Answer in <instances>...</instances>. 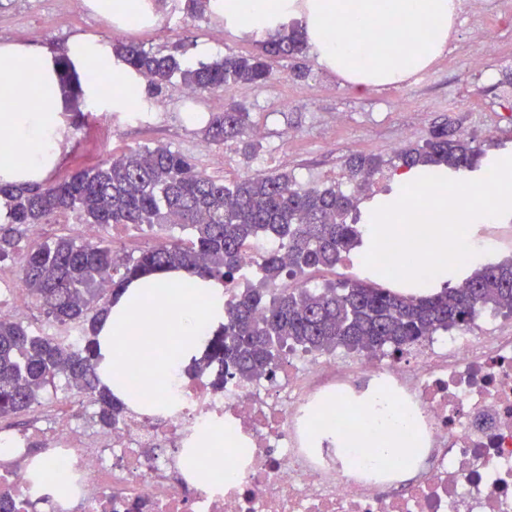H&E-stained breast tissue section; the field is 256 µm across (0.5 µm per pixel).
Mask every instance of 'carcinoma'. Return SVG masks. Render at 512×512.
Masks as SVG:
<instances>
[{
	"label": "carcinoma",
	"mask_w": 512,
	"mask_h": 512,
	"mask_svg": "<svg viewBox=\"0 0 512 512\" xmlns=\"http://www.w3.org/2000/svg\"><path fill=\"white\" fill-rule=\"evenodd\" d=\"M308 46L301 25L291 22L257 41L250 55H226L190 67L132 42L112 51L154 89L179 79L192 93L231 84L261 85L281 59H297L294 75L304 74ZM63 90L78 97L82 87L71 61L63 57ZM250 113L235 104L214 116L207 140L221 145L245 140ZM483 151L437 126L429 139L397 156L401 166L445 167L448 177L480 168ZM381 161L355 155L347 159L350 181L361 187ZM7 222L0 224V262H14V274L52 324L77 326L83 338L71 346L55 336L33 334L13 318L0 317V417L27 411L42 390L58 377L75 382L77 392L94 406L93 421L103 431L117 427L126 406L100 384L99 325L108 307L134 279L161 269H183L229 287L241 271V256L251 242L278 239L285 254L270 252L258 263L260 287L250 286L224 305V327L207 340L203 359L191 372L208 371L215 388L228 380L273 375L288 353L344 348L401 353L431 336L469 327L484 310L512 314V259L488 262L434 292L394 291L379 284L341 281L321 289L306 285L271 290L282 277L334 268L362 243L356 195L340 188L303 189L287 173L255 174L230 186L198 167L195 159L164 146L132 149L119 157L79 169L68 178L45 184H0ZM75 213L85 224L107 229L116 224H165L187 228L190 246L161 242L138 257L121 254L101 236L49 237L24 252L18 245L35 235L51 217Z\"/></svg>",
	"instance_id": "cac0c4a2"
}]
</instances>
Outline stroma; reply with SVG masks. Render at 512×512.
<instances>
[{
	"label": "stroma",
	"instance_id": "35a3bbf8",
	"mask_svg": "<svg viewBox=\"0 0 512 512\" xmlns=\"http://www.w3.org/2000/svg\"><path fill=\"white\" fill-rule=\"evenodd\" d=\"M49 17L54 24L47 28L43 22ZM489 31L495 34L490 41L484 38ZM76 33L108 45L133 41L153 51L178 50L191 64L257 50L253 36L225 30L215 14L187 16L182 0H162L154 23L125 32L116 31L110 20L90 8L73 11L69 0H0V43L50 44L62 51ZM305 64L300 78L284 60L263 85H235L227 93L190 98L175 83L150 96L146 109L90 114L84 127H70L69 147L50 176L61 179L131 149L164 145L194 157L206 174L228 185L248 175L285 172L302 188L325 189L346 183L350 155H373L382 166L376 186L357 195V208L364 211L371 196H382L391 187L398 173L397 155L423 144L438 124H451L459 138L474 141L486 154L512 153V86L499 82L502 72L512 68V0H482L477 9L463 0L447 51L428 69L391 86L356 87L324 70L312 54ZM231 103L243 106L258 130L253 155H244L239 142L213 145L205 137L212 115ZM107 234L117 250L133 256L162 238L182 243L190 239L179 228L161 234L131 225L108 229ZM13 276V264L1 262L0 298L24 308L22 321L33 332L52 333L29 294L9 292L7 282ZM74 395L65 382H57L8 425L18 430L35 423L52 427L56 404Z\"/></svg>",
	"mask_w": 512,
	"mask_h": 512
}]
</instances>
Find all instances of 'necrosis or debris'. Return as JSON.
<instances>
[{
  "label": "necrosis or debris",
  "instance_id": "4bbe7bcc",
  "mask_svg": "<svg viewBox=\"0 0 512 512\" xmlns=\"http://www.w3.org/2000/svg\"><path fill=\"white\" fill-rule=\"evenodd\" d=\"M173 410H127L101 437L58 412L49 434L0 429V496L17 512H512V323L436 336L404 354L299 352L282 378L172 376ZM405 412L423 450L405 471L373 472L336 455V438L378 397ZM221 427L248 453L225 479L219 448L192 439ZM41 451L31 454L32 439ZM60 468L67 497L39 473Z\"/></svg>",
  "mask_w": 512,
  "mask_h": 512
}]
</instances>
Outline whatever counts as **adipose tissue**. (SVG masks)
Returning a JSON list of instances; mask_svg holds the SVG:
<instances>
[{
  "mask_svg": "<svg viewBox=\"0 0 512 512\" xmlns=\"http://www.w3.org/2000/svg\"><path fill=\"white\" fill-rule=\"evenodd\" d=\"M460 7L461 0H211L233 32H271L300 18L322 67L361 88L393 85L429 68L446 50ZM59 55L48 46L0 43V181H42L62 159L70 105ZM64 55L81 77L86 107L109 114L144 103L143 78L95 38L72 35ZM223 321L220 282L180 269L135 279L103 320L102 385L128 400L126 374L132 371L141 397H157L161 380L183 367ZM336 444L352 465L380 468L415 454L413 439L384 420L370 434Z\"/></svg>",
  "mask_w": 512,
  "mask_h": 512,
  "instance_id": "ef3b65f1",
  "label": "adipose tissue"
}]
</instances>
